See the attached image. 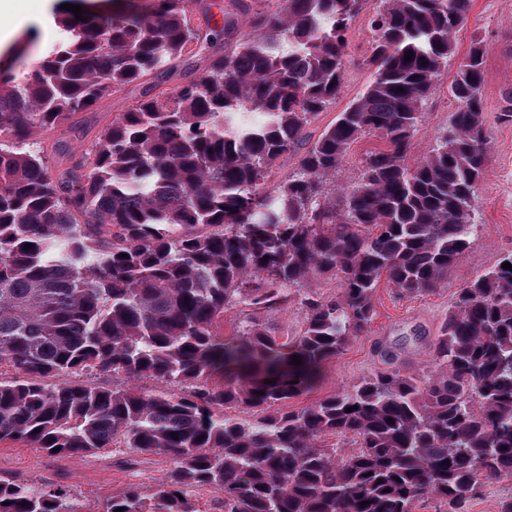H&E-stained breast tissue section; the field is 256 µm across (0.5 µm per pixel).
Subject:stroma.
<instances>
[{"label": "stroma", "mask_w": 512, "mask_h": 512, "mask_svg": "<svg viewBox=\"0 0 512 512\" xmlns=\"http://www.w3.org/2000/svg\"><path fill=\"white\" fill-rule=\"evenodd\" d=\"M378 0H366L362 12L352 21L347 33L350 64L342 93L336 103L320 113L308 128L317 138L332 123L338 112L359 97L372 78L367 64L371 55L368 21ZM20 27L21 33L10 45L0 47V69H16L17 57L28 42L52 40L56 27L52 11L32 10L26 24L17 18L0 15V31ZM483 39L487 53L484 72V131L491 146V163L477 189L476 234L473 245L449 270L446 282L434 292L401 298L387 282H380L374 297L375 317L362 333L350 337L336 358L324 362L311 391L289 400L299 409L334 393L350 389L364 378L383 370L382 350L397 353L403 369L428 375L433 369L428 343L436 336L456 292L494 267L512 252V119L504 116L512 109V0H472L468 22L459 32L457 54H465L472 38ZM453 70H445L439 89L424 108L422 131L409 152L410 163H417L432 149L439 132L447 127L456 104L448 94ZM136 87H128L103 98L84 116L79 146H87L100 129L136 97ZM339 290L334 279L315 282L308 291H292L286 304L273 309L239 307L224 315L225 337H235L245 316H253L279 339L300 334L305 318L301 303L304 295L332 296ZM122 448H112L95 457L57 459L45 452L12 443L0 445V477H14L34 483L60 485L70 493L77 512H100L107 497L136 485L151 491L170 468L169 458L155 455L130 466Z\"/></svg>", "instance_id": "obj_1"}]
</instances>
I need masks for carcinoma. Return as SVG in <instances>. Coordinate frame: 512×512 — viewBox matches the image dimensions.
<instances>
[{"label":"carcinoma","mask_w":512,"mask_h":512,"mask_svg":"<svg viewBox=\"0 0 512 512\" xmlns=\"http://www.w3.org/2000/svg\"><path fill=\"white\" fill-rule=\"evenodd\" d=\"M364 2L112 0L84 21L57 16L33 67L0 80V367L15 371L0 379V444L170 457L152 493L130 486L103 512H199L198 486L224 494V512H415L426 499L468 512L512 477V253L456 292L431 374L387 352L392 369L287 408L371 323L381 280L430 293L475 240L491 153L483 40L457 64L448 127L408 164L471 0H379L371 83L267 183L336 103ZM178 65L188 80L165 88ZM134 84L85 149L31 143ZM367 136L384 145L338 202L327 183ZM325 278L340 291L301 300L297 338L280 343L249 316L224 340L228 310L280 306ZM101 373L124 382L77 381ZM0 512L78 510L61 486L0 477Z\"/></svg>","instance_id":"1"}]
</instances>
